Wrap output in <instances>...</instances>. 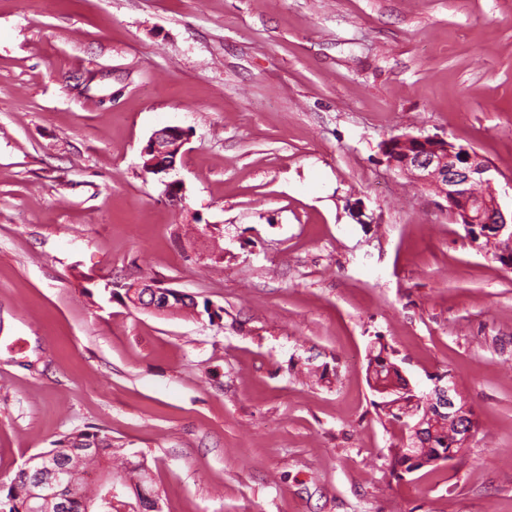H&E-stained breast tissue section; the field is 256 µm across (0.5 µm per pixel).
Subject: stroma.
Segmentation results:
<instances>
[{"label": "stroma", "mask_w": 512, "mask_h": 512, "mask_svg": "<svg viewBox=\"0 0 512 512\" xmlns=\"http://www.w3.org/2000/svg\"><path fill=\"white\" fill-rule=\"evenodd\" d=\"M168 125L177 206L142 168ZM401 135L512 209V0H0V485L89 427L112 512H512V270L387 165ZM379 335L472 407L449 466L392 476ZM125 288V297L133 306L148 308L158 313L177 312L178 308L183 307L182 300H188L186 294L162 288L149 281L137 280Z\"/></svg>", "instance_id": "1"}]
</instances>
